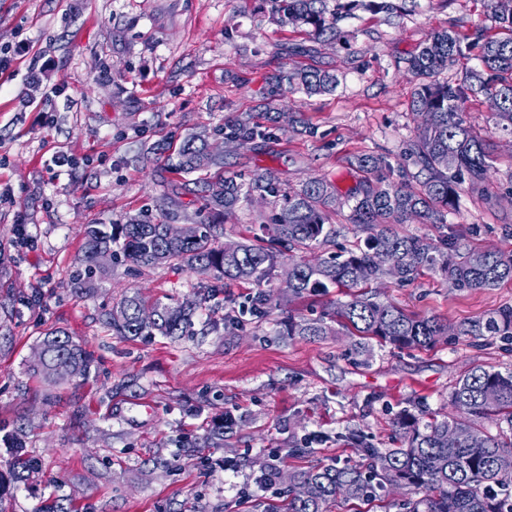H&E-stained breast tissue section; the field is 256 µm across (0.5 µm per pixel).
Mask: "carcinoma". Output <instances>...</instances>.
I'll return each mask as SVG.
<instances>
[{
  "mask_svg": "<svg viewBox=\"0 0 512 512\" xmlns=\"http://www.w3.org/2000/svg\"><path fill=\"white\" fill-rule=\"evenodd\" d=\"M275 13L283 24L311 28L317 39H336L334 23L326 19V0H273ZM357 9L393 16L399 12L396 0H343L339 10L349 15ZM491 21L512 32V0H491ZM475 39L481 42V65L465 72L461 82L442 83L438 75L465 56L463 39L455 32H434L409 61L411 72L422 79L414 92L411 110L423 118L415 138L407 141L404 156L416 168L404 167L402 181L387 182L383 171L391 169L380 155L363 156L359 167L374 176L345 194L351 204L350 223L367 232L364 246L355 250L312 260L288 268L287 288L294 298L323 294L330 288L346 289L348 300L336 303L320 319L288 316V335L305 339L331 336L333 324L353 328L357 340L350 353L367 361L373 345L398 349L426 348L448 332V325L436 319H417L390 302L373 301L362 289L392 271L400 283L415 281L429 272L441 276L456 291L494 288L512 281V255L482 253L459 240L435 241L404 234L395 224L417 221L445 223L444 211L456 207L459 190L468 183L482 181L490 169V154L468 120L467 102L475 95L497 100L494 120L497 129L512 135V35L500 38L490 28L480 26ZM267 83L280 90L283 85L307 93L336 89L335 75L321 71H278ZM271 129L248 120L224 126V140L253 141L272 137ZM456 158L452 169L443 157ZM177 168L186 173L224 168V156L212 151L201 135H191L183 143ZM278 199L273 222L259 226L254 239L238 243L233 253L224 251L214 233L216 224L202 213H230L253 195ZM336 186L324 178L309 177L297 187L283 191L270 172L245 183L235 176L217 174L208 181L204 195L193 200L194 213L171 197L158 203L162 219L141 211L125 224H89L85 228V267L78 277L88 283L106 273L98 255L109 252L113 263L129 269L181 265L203 279L217 284H201L207 292L218 283L234 280L253 284L257 293L250 299V313L264 317L272 308L273 294L263 289L270 283L279 259L287 252L312 251L333 234L327 224V209L336 203ZM189 223L187 235L171 240L165 226L172 220ZM365 271L359 279L356 271ZM202 301L186 304L175 298L165 303L146 302L139 293L124 296L105 313L104 326L123 339L160 335L177 340L186 335ZM149 307L155 318L146 323L141 311ZM460 336H507L512 338V306L458 326ZM44 355L29 364L33 375L53 383L58 371L76 376L89 374L92 354L56 331L40 343ZM451 412L440 418L424 410L403 409L393 420L399 448H374L356 439V464L331 461L306 470L288 473L277 467L265 468L261 484L271 486L288 481V497L267 505L265 512H329L338 500L365 503L375 498V489L396 485L407 491L400 500L401 512H512V370L488 369L477 365L461 377L448 396ZM490 423L495 431L484 427ZM15 478L38 468L26 454L25 445L10 441Z\"/></svg>",
  "mask_w": 512,
  "mask_h": 512,
  "instance_id": "obj_1",
  "label": "carcinoma"
}]
</instances>
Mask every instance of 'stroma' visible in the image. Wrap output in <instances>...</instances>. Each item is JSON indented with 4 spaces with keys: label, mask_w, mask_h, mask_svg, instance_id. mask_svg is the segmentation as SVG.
I'll list each match as a JSON object with an SVG mask.
<instances>
[{
    "label": "stroma",
    "mask_w": 512,
    "mask_h": 512,
    "mask_svg": "<svg viewBox=\"0 0 512 512\" xmlns=\"http://www.w3.org/2000/svg\"><path fill=\"white\" fill-rule=\"evenodd\" d=\"M271 9L270 0H0V48L16 56L0 73V473L12 468L5 441L16 435L39 462L12 484L14 512L55 498L73 512H236L269 455L287 470L353 462L350 432L393 447L400 409L448 413V394L471 367L512 369V339L499 336L378 347L364 363L349 354L346 333L287 336L288 315L319 318L342 300L335 288L254 318L240 313L254 286L228 284L177 341L125 340L104 327V313L130 292L199 294V277L178 265H117L93 288L75 278L86 225L122 224L162 194L187 202L199 192L167 168L161 147L196 133L220 147L225 123L239 117L270 126L260 110L268 76L326 71L335 91L282 89L294 128L237 148L224 169L245 178L267 170L285 189L317 176L347 191L363 178L360 156L404 163L420 123L409 59L434 31L470 36L488 22L490 0H405L391 18L360 10L338 16L332 43L281 24ZM467 111L489 147L488 179L463 188L445 223L407 230L512 254V136L495 127L487 98ZM274 208L253 196L221 219L220 242L252 237ZM370 292L451 326L512 306V281L459 292L425 275L410 285L382 279ZM52 330L93 353L86 379L30 376ZM227 412L235 421L223 442L194 452ZM295 446L304 456L289 457Z\"/></svg>",
    "instance_id": "stroma-1"
}]
</instances>
